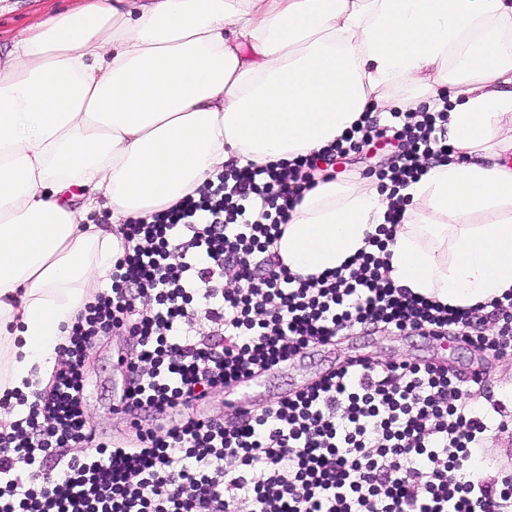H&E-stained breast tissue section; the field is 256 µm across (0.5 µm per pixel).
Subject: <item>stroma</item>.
I'll list each match as a JSON object with an SVG mask.
<instances>
[{"label":"stroma","mask_w":512,"mask_h":512,"mask_svg":"<svg viewBox=\"0 0 512 512\" xmlns=\"http://www.w3.org/2000/svg\"><path fill=\"white\" fill-rule=\"evenodd\" d=\"M78 4L79 0H0V50H8L31 23ZM396 155V148L385 139H376L359 151L337 159L328 171L339 183L371 181L376 172L394 164ZM132 348L129 337L107 334L98 337L86 353L87 409L93 440L107 441L126 435L123 416L113 410L112 383L118 378L113 356L115 352H128ZM357 350L376 363L402 359L420 364L439 362L461 373L472 368L483 371L486 385L476 399L477 404L485 407L498 403L502 418L512 417V356L502 357L450 338L429 344L417 335L398 336L373 325H362L351 333L340 334L334 344L310 348L287 365L267 372L261 395L266 401H275L335 369Z\"/></svg>","instance_id":"obj_1"}]
</instances>
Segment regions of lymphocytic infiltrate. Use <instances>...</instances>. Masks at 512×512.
<instances>
[{"label": "lymphocytic infiltrate", "instance_id": "obj_1", "mask_svg": "<svg viewBox=\"0 0 512 512\" xmlns=\"http://www.w3.org/2000/svg\"><path fill=\"white\" fill-rule=\"evenodd\" d=\"M446 109L401 116L387 224L341 268L300 277L274 250L321 164L367 144L364 117L321 153L285 167L218 174L206 194L121 225L124 252L109 291L73 323L48 382L18 395L25 410L0 431V512H512V474L471 468L488 430L472 387L443 365L349 361L294 395L222 418L195 414L218 387L288 363L339 332L372 324L403 335H452L512 354V292L450 307L389 278L398 188L427 160L454 153L436 136ZM135 340L115 411L179 410L86 449L84 359L97 336Z\"/></svg>", "mask_w": 512, "mask_h": 512}]
</instances>
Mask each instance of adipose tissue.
<instances>
[{
  "label": "adipose tissue",
  "instance_id": "1",
  "mask_svg": "<svg viewBox=\"0 0 512 512\" xmlns=\"http://www.w3.org/2000/svg\"><path fill=\"white\" fill-rule=\"evenodd\" d=\"M443 97L467 158L404 188L388 264L469 307L512 291V0H85L29 26L0 56V395L44 385L111 284L117 225L225 168L319 152L374 107ZM387 206L369 183H319L279 256L300 276L338 269Z\"/></svg>",
  "mask_w": 512,
  "mask_h": 512
}]
</instances>
